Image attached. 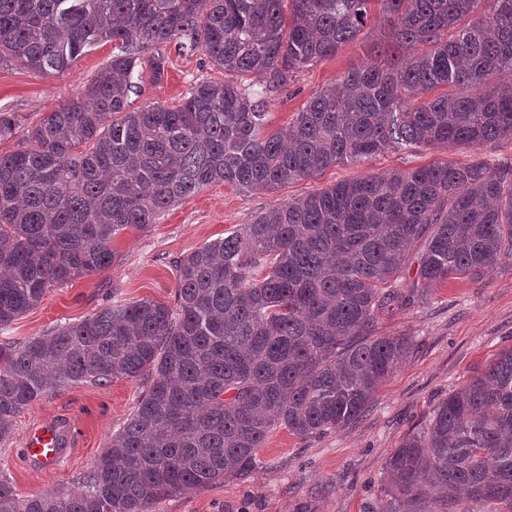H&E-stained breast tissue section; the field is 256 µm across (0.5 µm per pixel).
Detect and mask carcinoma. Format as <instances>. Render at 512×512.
Instances as JSON below:
<instances>
[{"instance_id":"cac0c4a2","label":"carcinoma","mask_w":512,"mask_h":512,"mask_svg":"<svg viewBox=\"0 0 512 512\" xmlns=\"http://www.w3.org/2000/svg\"><path fill=\"white\" fill-rule=\"evenodd\" d=\"M378 1L390 54L313 95L267 135L266 96L363 33ZM0 0V65L68 69L112 42L76 97L0 155V331L48 288L112 267V242L223 182L276 190L387 150L512 140V0ZM177 41L224 78L173 108L130 109L142 52ZM263 86L256 95L247 77ZM448 92L437 96V88ZM417 278H406L409 251ZM512 260V159L365 175L294 197L175 260L174 305L116 300L22 343L0 342V439L34 400L75 384L149 386L82 479L21 498L0 475V512H152L158 501L242 479L274 428L345 426L405 358L374 336L380 313L450 278ZM381 512L438 488L512 507V349L434 411L385 463Z\"/></svg>"}]
</instances>
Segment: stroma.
I'll return each mask as SVG.
<instances>
[{"instance_id": "1", "label": "stroma", "mask_w": 512, "mask_h": 512, "mask_svg": "<svg viewBox=\"0 0 512 512\" xmlns=\"http://www.w3.org/2000/svg\"><path fill=\"white\" fill-rule=\"evenodd\" d=\"M387 31L379 5H372L356 41L297 72L287 93L274 96L268 105V133L288 125L324 86L365 64L371 50L386 49ZM158 51L167 58L165 75L158 82L142 77L137 93L130 97L132 107L178 105L195 81L221 76L203 51H180L171 42ZM111 56V43L100 44L55 75L0 65V110L15 120L13 136L0 141V155L24 147L39 120L79 93ZM504 158H512L510 140L410 154L389 150L368 162L331 167L274 191L241 192L221 182L210 184L160 213L148 231L119 235L111 270L49 289L36 307L12 323L6 336L21 343L46 334L55 326L90 316L116 294L124 300L148 298L173 304L177 258L223 238L290 198L370 172L473 159L492 165ZM376 333L407 334L412 346L363 414L342 428L306 438L275 429L260 448V462L250 477L172 495L154 512H380L387 501V457L406 436L422 431L437 405L478 375L494 354L512 348V265L478 282L448 280L429 290L422 301L382 313ZM147 385L144 376L106 387L78 384L34 401L14 419L11 435L0 440V471L23 496L77 490L81 477L126 422ZM45 423L67 429V456L53 471L30 467L21 452L26 434Z\"/></svg>"}]
</instances>
